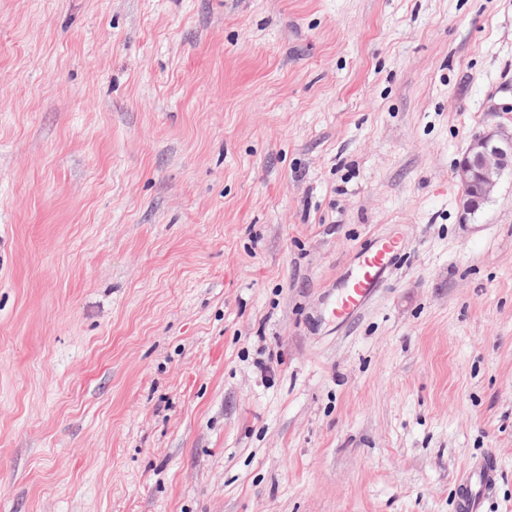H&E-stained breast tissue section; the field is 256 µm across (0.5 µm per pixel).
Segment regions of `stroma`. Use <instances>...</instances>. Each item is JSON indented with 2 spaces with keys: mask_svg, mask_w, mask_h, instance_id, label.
Returning a JSON list of instances; mask_svg holds the SVG:
<instances>
[{
  "mask_svg": "<svg viewBox=\"0 0 512 512\" xmlns=\"http://www.w3.org/2000/svg\"><path fill=\"white\" fill-rule=\"evenodd\" d=\"M496 124L512 0H0V512H512ZM512 173V132L503 126L476 134L456 167L460 205L472 214L488 203L506 174ZM394 253L395 246L385 243L365 255L348 280L346 293L340 305L342 312L347 313L359 309L374 295ZM499 471L494 454H488L458 481L459 512H482L484 502L496 485Z\"/></svg>",
  "mask_w": 512,
  "mask_h": 512,
  "instance_id": "stroma-1",
  "label": "stroma"
}]
</instances>
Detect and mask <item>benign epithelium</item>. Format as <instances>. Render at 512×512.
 Wrapping results in <instances>:
<instances>
[{
	"mask_svg": "<svg viewBox=\"0 0 512 512\" xmlns=\"http://www.w3.org/2000/svg\"><path fill=\"white\" fill-rule=\"evenodd\" d=\"M512 173V132L503 126L475 135L456 167L460 205L472 214L488 203L506 174Z\"/></svg>",
	"mask_w": 512,
	"mask_h": 512,
	"instance_id": "7a95c632",
	"label": "benign epithelium"
}]
</instances>
